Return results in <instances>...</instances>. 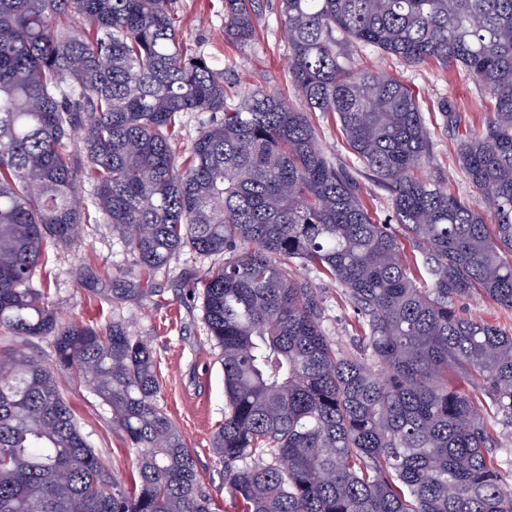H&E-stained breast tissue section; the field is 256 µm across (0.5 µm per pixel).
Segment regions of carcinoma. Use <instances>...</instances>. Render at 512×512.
<instances>
[{
  "instance_id": "obj_1",
  "label": "carcinoma",
  "mask_w": 512,
  "mask_h": 512,
  "mask_svg": "<svg viewBox=\"0 0 512 512\" xmlns=\"http://www.w3.org/2000/svg\"><path fill=\"white\" fill-rule=\"evenodd\" d=\"M263 7L224 0V38L251 42ZM279 7L305 111L258 84L228 103L224 70L183 39L174 0H0V512H212L147 341L119 322L62 324L31 287L47 242H74L90 218L86 179L99 223L144 270L224 256L202 285L227 401L212 448L245 512H512L496 438L448 381H476L512 427V333L458 306L481 293L512 311V0ZM348 42L469 73L490 105L457 159L481 199L418 177L432 155L419 98ZM183 112L224 116L183 150ZM311 112L338 118L401 234L373 220ZM296 260L344 288L369 358L330 343ZM37 337L52 338L54 366L20 349ZM61 371L110 408L138 453L134 485L86 441ZM256 453L270 460L241 465Z\"/></svg>"
}]
</instances>
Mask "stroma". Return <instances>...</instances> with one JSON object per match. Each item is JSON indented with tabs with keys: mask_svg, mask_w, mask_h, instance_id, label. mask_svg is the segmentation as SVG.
<instances>
[{
	"mask_svg": "<svg viewBox=\"0 0 512 512\" xmlns=\"http://www.w3.org/2000/svg\"><path fill=\"white\" fill-rule=\"evenodd\" d=\"M175 6L184 38L205 55L222 61L224 78L235 90L260 84L302 107L288 76L290 49L282 32L278 0H267L256 37L244 47L224 38V0H175ZM349 52L362 67L399 78L418 94L432 132V160L422 177L443 179L461 196L476 198L477 191L460 169L455 153L462 135L483 128L487 100L475 83L453 66L436 62L408 66L393 56L356 45ZM444 100L454 107L455 122L450 127L438 110ZM312 119L327 153L357 178L372 216L387 221L389 194L351 154L338 121L319 113ZM218 264L214 257L182 253L161 269L143 271L117 236L90 220L74 244L47 246L42 272L33 286L47 291L61 322L101 328L119 321L151 340L160 402L192 450L213 512H243L224 481V465L211 447L227 405L221 353L207 335L201 285ZM291 273L320 288L323 329L337 350L359 352L356 313L340 285L309 266H293ZM57 381L82 433L109 462L112 476L125 483L136 479V451L113 429L109 408L77 375L62 372Z\"/></svg>",
	"mask_w": 512,
	"mask_h": 512,
	"instance_id": "stroma-1",
	"label": "stroma"
}]
</instances>
